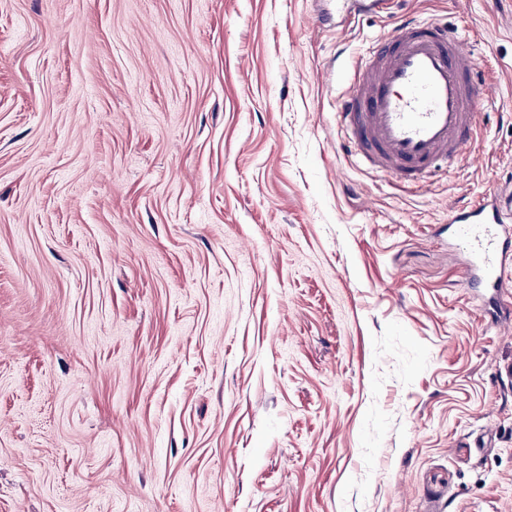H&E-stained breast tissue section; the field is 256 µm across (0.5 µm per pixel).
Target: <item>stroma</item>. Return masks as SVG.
<instances>
[{
    "label": "stroma",
    "mask_w": 512,
    "mask_h": 512,
    "mask_svg": "<svg viewBox=\"0 0 512 512\" xmlns=\"http://www.w3.org/2000/svg\"><path fill=\"white\" fill-rule=\"evenodd\" d=\"M482 64L401 191L336 128L399 17ZM512 185V0H0V512H512V287L448 210Z\"/></svg>",
    "instance_id": "stroma-1"
}]
</instances>
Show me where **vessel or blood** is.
Here are the masks:
<instances>
[{
	"label": "vessel or blood",
	"mask_w": 512,
	"mask_h": 512,
	"mask_svg": "<svg viewBox=\"0 0 512 512\" xmlns=\"http://www.w3.org/2000/svg\"><path fill=\"white\" fill-rule=\"evenodd\" d=\"M480 67L457 29L403 21L353 68L336 105V125L351 156L371 172L417 188L440 164L455 167L478 124L475 86ZM458 244L484 287L502 294L512 245L498 229L512 222V192L489 188L448 213Z\"/></svg>",
	"instance_id": "vessel-or-blood-1"
}]
</instances>
